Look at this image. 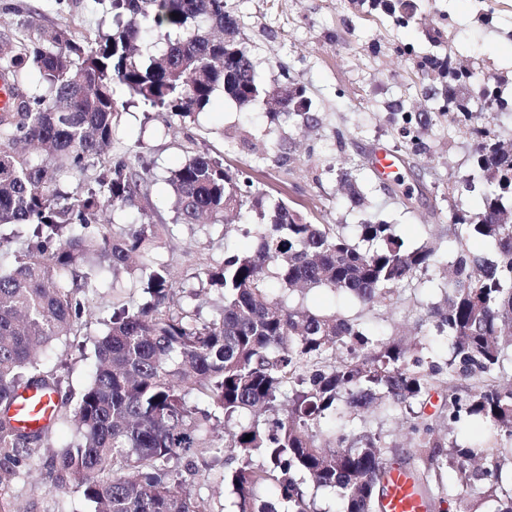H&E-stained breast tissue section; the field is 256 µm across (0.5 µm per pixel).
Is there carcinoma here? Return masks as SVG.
<instances>
[{"instance_id": "cac0c4a2", "label": "carcinoma", "mask_w": 512, "mask_h": 512, "mask_svg": "<svg viewBox=\"0 0 512 512\" xmlns=\"http://www.w3.org/2000/svg\"><path fill=\"white\" fill-rule=\"evenodd\" d=\"M110 17L108 32L78 41L73 20L50 25L23 4L0 9L16 17L0 34V77L13 91L0 112V227L24 224L26 260L11 266V243L0 233V487L38 448L52 426L24 430L8 413L18 391L59 394L61 378L38 350L87 324L88 280L97 268L118 274L133 257L158 247L160 232L145 213L151 164L105 153L128 104L186 118L214 96L241 107L286 115L298 127L317 122L306 89L284 91L258 73L228 0H92ZM359 14L382 11L397 27L417 20L422 0H347ZM235 35L237 55L224 56ZM416 66L442 78L424 95L434 111H455L473 141L470 186L480 182L482 207L455 209L446 249L426 242L407 248L393 225L373 216L356 226L313 224L281 198L251 190L249 178L223 161L191 156L171 170L176 224H221L246 216L242 234L251 252H226L198 273L201 285L222 290L224 308L208 321L174 311L168 267H139V303H112L97 340L94 371L79 400L56 399L54 421L68 420L74 439L52 459L42 483L70 484L94 512H208L207 502L179 489L177 463L222 448L235 466L223 485L236 512H277L259 500L271 484L287 512H317L308 485L337 494L340 512H376L394 447L372 431L373 419L407 416L413 467L431 502L448 512H512V147L471 123V75L430 52ZM495 112L512 111L495 79L482 86ZM401 139L424 145L430 112L389 103ZM73 178L76 187L64 181ZM142 211L117 237L93 233L106 213ZM473 239L492 245L471 249ZM448 270L443 299L425 313L426 330L408 346L378 326L303 306L287 294L327 288L370 310L403 306L406 289ZM282 294L271 295L269 284ZM448 339V355L435 350ZM444 399L425 412V398ZM276 415L267 428L254 416ZM472 421L478 439L461 436ZM224 433L215 434V425ZM250 440H245V437ZM455 485L443 484L446 469Z\"/></svg>"}]
</instances>
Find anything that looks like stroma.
Returning a JSON list of instances; mask_svg holds the SVG:
<instances>
[{
  "label": "stroma",
  "instance_id": "35a3bbf8",
  "mask_svg": "<svg viewBox=\"0 0 512 512\" xmlns=\"http://www.w3.org/2000/svg\"><path fill=\"white\" fill-rule=\"evenodd\" d=\"M52 23L63 16L75 19L76 38L88 31L108 28L110 22L93 10L91 0H25ZM239 28L259 63L266 82L284 80L304 86L313 103L317 123L301 131L288 123L273 124L262 109L240 108L215 96L195 118L159 112L141 103L127 107L110 148L111 153L139 155L152 164L154 183L149 212L156 223L171 226L153 255L168 265L177 287L175 305L197 312L207 321L224 305L220 291L200 290V268L223 260L228 249L249 251L252 239L236 228L220 224H177L173 221L169 187L165 178L185 162L189 153L222 158L225 165L251 177L256 188L285 199L316 224L360 223L368 216L394 224L406 247L438 241L447 232L452 206L475 209L479 192L468 191L472 142L454 114L440 115L424 137L425 148L415 151L398 145L389 123L386 105L400 99L406 106L427 108L424 80L415 61L394 64L399 44L424 45L429 29H447L446 52L453 67L464 69L485 64L512 75V0H494L492 22L481 18V0H425L418 25L392 30L387 18L364 20L336 0H232ZM399 149L405 164L386 177H377L371 158L377 148ZM361 181L367 207L352 203L342 188L345 175ZM403 182L412 193L411 206L388 193V186ZM136 270L113 275L96 270L89 290L92 312L87 329L57 342L49 353V365L63 376V389L78 400L89 381L94 344L105 331L112 301L137 302ZM433 281L413 290L414 308L372 311L357 300L324 288L296 294L292 304L350 319L396 327L398 335L412 337L416 322L428 303L444 293L440 272ZM70 422H57L49 447L33 459L29 473L13 478L5 491L14 512H90L91 505L75 487L61 490L38 486L36 474L69 441ZM208 476L183 471L184 488L208 499L213 512H234L232 489H221L223 457L211 456Z\"/></svg>",
  "mask_w": 512,
  "mask_h": 512
}]
</instances>
